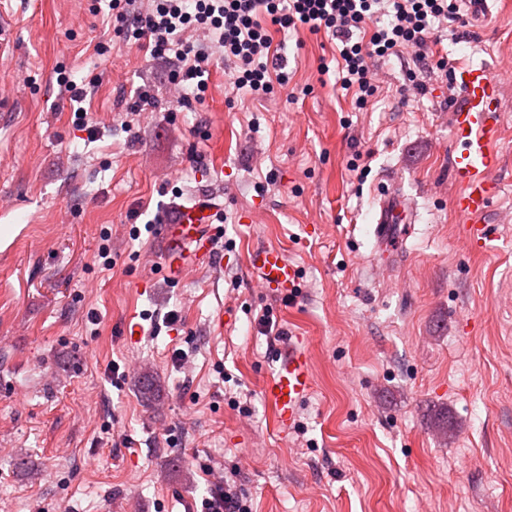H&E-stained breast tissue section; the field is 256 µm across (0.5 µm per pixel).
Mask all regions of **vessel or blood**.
<instances>
[{
  "label": "vessel or blood",
  "instance_id": "obj_1",
  "mask_svg": "<svg viewBox=\"0 0 512 512\" xmlns=\"http://www.w3.org/2000/svg\"><path fill=\"white\" fill-rule=\"evenodd\" d=\"M461 89L452 110V137L456 145L451 163V179L457 187L452 207L463 217L462 236L474 250L484 247L491 229L484 216L497 184L494 175L501 160L497 144L501 138L499 99L502 80L486 66L468 65L454 75ZM220 212L214 197L200 193L175 205L172 218L163 227L166 261L162 267L170 282L182 280L189 264L217 261L213 221ZM416 220L412 204L397 191L384 193L373 230L379 248L392 247L395 235L405 232ZM246 261L261 278L265 288L285 297L299 284V269L277 246L249 248ZM314 388V376L307 340L289 337L274 356V366L263 392L271 406L277 430L288 434L299 409Z\"/></svg>",
  "mask_w": 512,
  "mask_h": 512
}]
</instances>
